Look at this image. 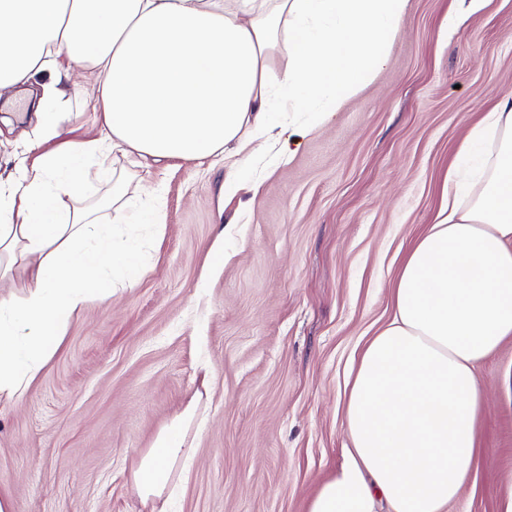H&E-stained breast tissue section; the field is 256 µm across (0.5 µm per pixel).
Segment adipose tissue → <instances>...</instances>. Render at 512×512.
I'll return each mask as SVG.
<instances>
[{"label":"adipose tissue","instance_id":"ef3b65f1","mask_svg":"<svg viewBox=\"0 0 512 512\" xmlns=\"http://www.w3.org/2000/svg\"><path fill=\"white\" fill-rule=\"evenodd\" d=\"M407 0H0V91L20 89L36 132L57 147L0 175V279L21 272L23 299L0 296V401L21 400L68 322L141 272V244L114 225L157 230L106 163L223 156L235 175L260 140L283 158L289 121L322 123L385 63ZM288 66L275 71L274 59ZM93 80L98 138L68 139L75 70ZM46 72L42 93L29 91ZM433 224L402 257L393 317L366 344L345 400L351 446L308 512H447L484 453L478 366L512 337V98L462 141ZM106 186L89 203L90 181ZM178 433L139 461L142 499L163 494Z\"/></svg>","mask_w":512,"mask_h":512}]
</instances>
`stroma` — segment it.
Returning <instances> with one entry per match:
<instances>
[{
    "instance_id": "obj_1",
    "label": "stroma",
    "mask_w": 512,
    "mask_h": 512,
    "mask_svg": "<svg viewBox=\"0 0 512 512\" xmlns=\"http://www.w3.org/2000/svg\"><path fill=\"white\" fill-rule=\"evenodd\" d=\"M512 95V0H408L384 66L258 191L224 192L223 157L126 169L163 227L135 287L91 299L37 383L0 403V495L14 512H308L347 447L343 399L391 288L432 224L461 140ZM488 454L448 512H501L512 477V337L480 366ZM187 474L143 503L162 435ZM183 445V439L177 432L169 433L141 458L133 473V484L142 499L160 497L169 484L178 459L184 456L186 464L190 448H182Z\"/></svg>"
}]
</instances>
